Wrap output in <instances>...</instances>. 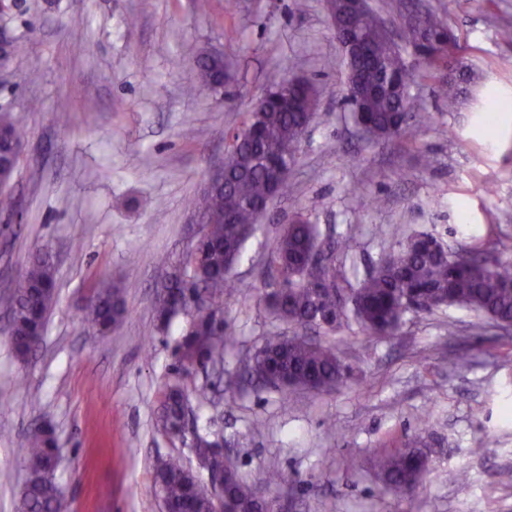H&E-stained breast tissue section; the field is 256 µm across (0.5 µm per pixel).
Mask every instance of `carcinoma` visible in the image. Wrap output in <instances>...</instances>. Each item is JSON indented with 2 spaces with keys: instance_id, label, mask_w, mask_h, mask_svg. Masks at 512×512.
Returning a JSON list of instances; mask_svg holds the SVG:
<instances>
[{
  "instance_id": "1",
  "label": "carcinoma",
  "mask_w": 512,
  "mask_h": 512,
  "mask_svg": "<svg viewBox=\"0 0 512 512\" xmlns=\"http://www.w3.org/2000/svg\"><path fill=\"white\" fill-rule=\"evenodd\" d=\"M375 16L371 10L361 19L364 53L358 62L346 64V69L356 71L367 84L389 83L394 89L359 103L347 99L345 104L355 123L371 127L374 140L380 142L412 136L434 122L433 113L418 108L411 94L415 72L406 63L403 50H413L423 64L424 77L433 81L439 98L448 106L456 104L463 89L452 75L440 17L428 12L418 26L402 32L403 47L393 50L376 38ZM215 72H224V57L211 59L189 92H214ZM288 82L289 77L279 71L271 74L264 92V111L246 113L239 128L249 137L227 150L224 180L204 185L191 202L205 229L196 245L199 266L184 260L186 278L170 284L168 301L155 302L156 318L166 326L198 294L207 298L211 312L191 316V328L178 347V361L185 368L224 362V352L233 343L224 322V303L237 293L233 270L263 217L260 207L274 194L288 196V173L315 117L306 110L304 89L297 88L290 95L284 92ZM24 135L23 127L6 115L0 117V167L7 171L0 174V184L13 178V148ZM347 247V238L341 246L322 239L318 225L300 210L270 243L266 299L272 314L298 332L267 337L250 358L249 372L260 384L269 385L266 375L276 372L282 383L274 389L282 392L332 390L343 385L349 370L337 348L308 335V328L334 333L352 319L372 335L384 337L400 328L406 314L430 313L443 306L477 312L502 327L512 325V261L507 257L512 244L507 240L481 239L457 252L401 246L384 254L376 268L355 283L336 264L335 254ZM24 281L25 287L16 289L13 296L18 311L9 336L16 354L22 357L42 339L47 313L55 301L56 270L51 256L36 255ZM124 314L121 288L115 283L96 289L83 309L84 321L92 333L100 335L118 326ZM192 397L201 405L211 402L204 388L190 392L176 384L163 392L158 427L164 434L184 427ZM191 435L195 456L222 473L225 512H263L256 482L236 467L224 469L223 452L195 423ZM55 447L52 431L37 427L30 432L26 448L29 477L18 512H62V490L51 471ZM426 447L428 443L419 438L402 448L375 452L369 464L386 490L407 496L431 465ZM154 484L175 512H214L212 497L199 487L197 476L178 455L157 460Z\"/></svg>"
}]
</instances>
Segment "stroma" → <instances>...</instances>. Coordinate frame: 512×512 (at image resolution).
<instances>
[{"label": "stroma", "mask_w": 512, "mask_h": 512, "mask_svg": "<svg viewBox=\"0 0 512 512\" xmlns=\"http://www.w3.org/2000/svg\"><path fill=\"white\" fill-rule=\"evenodd\" d=\"M0 0V34L20 48L0 72V111L26 137L0 212V512H16L27 479L26 437L45 422L60 449L63 512H164L156 458L197 462L189 443L158 428L165 385L207 388L200 424L223 435L240 472L274 489L288 512H512V331L473 312L408 313L392 336L357 323L330 338L355 376L332 392L282 395L244 368L266 337L293 334L264 302L269 242L302 210L323 237L349 238L337 254L361 279L408 236L454 249L472 234L512 239V0H428L476 76L456 109L427 79L412 88L434 124L413 138H362L343 104L342 50L326 0ZM223 50L233 76L223 94H189L196 62ZM320 91L288 181L234 269L237 297L224 319L234 343L221 366L183 368L176 351L190 317L158 328L153 304L169 270L156 254L186 255L198 227L189 205L222 165L224 136L240 126L280 68ZM429 166H421V156ZM385 198L376 206L375 198ZM49 253L57 298L36 350L9 340L10 296L31 258ZM119 282L127 316L92 335L82 310L96 286ZM334 420L335 431L325 427ZM429 426L434 459L416 493L383 487L368 460ZM452 470L466 472L452 482Z\"/></svg>", "instance_id": "35a3bbf8"}]
</instances>
